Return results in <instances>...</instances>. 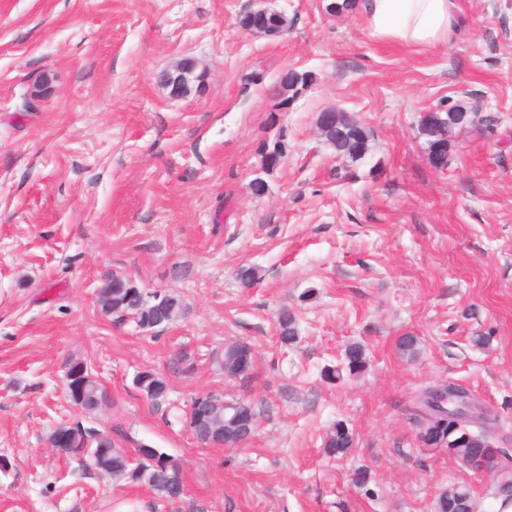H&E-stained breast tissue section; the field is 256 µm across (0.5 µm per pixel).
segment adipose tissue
I'll list each match as a JSON object with an SVG mask.
<instances>
[{
    "instance_id": "obj_1",
    "label": "adipose tissue",
    "mask_w": 512,
    "mask_h": 512,
    "mask_svg": "<svg viewBox=\"0 0 512 512\" xmlns=\"http://www.w3.org/2000/svg\"><path fill=\"white\" fill-rule=\"evenodd\" d=\"M370 33L381 40L430 48L457 32V0H359Z\"/></svg>"
}]
</instances>
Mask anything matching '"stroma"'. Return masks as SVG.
Returning <instances> with one entry per match:
<instances>
[{"label": "stroma", "instance_id": "35a3bbf8", "mask_svg": "<svg viewBox=\"0 0 512 512\" xmlns=\"http://www.w3.org/2000/svg\"><path fill=\"white\" fill-rule=\"evenodd\" d=\"M327 3L0 0V512H433L455 484L487 512L489 479L419 447L416 396L443 379L468 388L512 471V0H459L458 34L422 49ZM262 6L285 16L282 36L241 27ZM185 59L196 69L175 98L159 76ZM286 68L313 80L281 107ZM456 104L480 122L438 167L419 120ZM327 108L367 128L363 159L318 135ZM277 141L284 157L263 172ZM243 267L260 283L240 287ZM115 276L177 294L183 315L150 333L104 313L98 291ZM406 335L416 356L398 350ZM232 341L254 350L247 379L210 361ZM353 342L366 370L325 378ZM181 349L193 372L172 370ZM70 358L111 396L84 425L181 463L182 499L48 447L78 418ZM143 370L167 380L166 401L141 394ZM210 391L252 405L248 441L202 446L188 432L192 397ZM339 420L356 439L342 459L322 451Z\"/></svg>", "mask_w": 512, "mask_h": 512}]
</instances>
